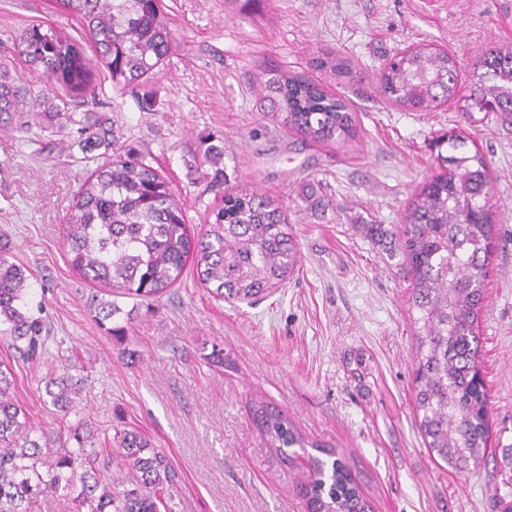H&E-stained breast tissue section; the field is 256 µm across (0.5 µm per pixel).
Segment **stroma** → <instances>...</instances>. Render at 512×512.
I'll return each instance as SVG.
<instances>
[{
	"label": "stroma",
	"mask_w": 512,
	"mask_h": 512,
	"mask_svg": "<svg viewBox=\"0 0 512 512\" xmlns=\"http://www.w3.org/2000/svg\"><path fill=\"white\" fill-rule=\"evenodd\" d=\"M162 10L176 47L145 85L113 87L90 36L56 0H0V62L19 90L108 118L116 149H135L170 180L198 233L221 201L204 152L222 145L230 185L286 208L300 262L250 304L214 299L190 267L154 301L85 281L68 263L63 230L88 172L76 137L39 148L24 128L29 113L16 112L0 127V237L51 325L49 358L85 382L60 417L42 397L45 364L12 360L0 338V361L15 375L10 395L30 426L51 435L84 422L99 441L118 422L137 427L178 474L173 512H305L300 468L283 463L252 422L258 399L336 449L372 512H495L494 494H512V119L472 118L460 102L475 55L512 42V0H162ZM33 24L77 40L96 64L94 92L68 94L22 64L19 36ZM422 44L464 64L459 101L427 113L386 105L379 69ZM326 52L348 58L351 74L318 70ZM272 68L347 99L356 139L313 143L271 122L259 83ZM454 128L489 160L497 206L478 318L491 440L482 464L465 472L436 460L419 428L411 279L394 238L412 194L437 169L435 138ZM314 193L331 207L313 208ZM363 224L382 225L387 238L374 242ZM94 295L114 303L110 320L96 322Z\"/></svg>",
	"instance_id": "1"
}]
</instances>
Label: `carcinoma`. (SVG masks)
I'll list each match as a JSON object with an SVG mask.
<instances>
[{
    "label": "carcinoma",
    "instance_id": "obj_1",
    "mask_svg": "<svg viewBox=\"0 0 512 512\" xmlns=\"http://www.w3.org/2000/svg\"><path fill=\"white\" fill-rule=\"evenodd\" d=\"M79 18L93 39L101 65L116 88L143 83L156 73L176 45L160 0H59ZM19 55L28 69L68 92L89 91L93 72L78 44L41 25L26 28ZM316 66L350 73L348 61L329 53ZM467 114L512 115V44L475 57ZM461 64L430 45L393 55L380 70L381 100L413 112H434L459 95ZM267 115L318 143H346L357 134V115L343 98L299 73L270 70L261 81ZM41 131L66 135L77 126L84 158L112 147V127L91 113L75 117L51 98L37 95ZM17 87L0 81V115L18 111ZM468 138L448 133L437 141L440 173L422 183L405 210L397 247L411 275L409 310L413 314L415 407L427 448L458 470L477 467L489 444L488 394L480 369L476 323L493 253L496 211L489 161L467 150ZM448 146L447 152L440 151ZM216 166L210 183L224 187L223 205L202 234L191 232L171 182L143 159L117 156L95 167L76 193L64 235L73 270L123 295L157 299L181 280L192 264L197 280L214 297L256 299L280 287L299 262L298 242L283 206L257 191L228 184L219 168L224 148H208ZM24 267L13 261L8 242H0V335L28 360L45 352L50 325L28 307ZM14 379L0 368V512H27L31 499L72 498L76 512H171L168 506L176 471L167 455L136 429L114 427L113 447L88 444L84 424L67 427L55 452L42 451L34 428L9 396ZM50 404L63 417L74 408L82 380L67 367L52 368L44 386ZM252 420L268 447L284 462L306 461L303 494L307 512H369V504L336 451L305 437L282 412L266 402L253 405ZM119 460L116 479L100 468L99 456Z\"/></svg>",
    "mask_w": 512,
    "mask_h": 512
}]
</instances>
